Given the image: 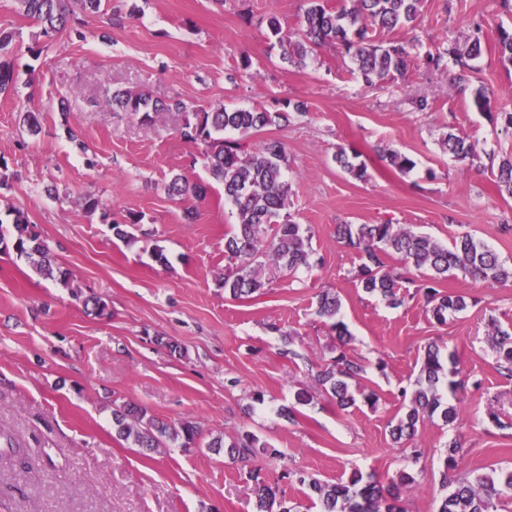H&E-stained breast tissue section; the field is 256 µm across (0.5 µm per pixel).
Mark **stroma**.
<instances>
[{
  "label": "stroma",
  "mask_w": 512,
  "mask_h": 512,
  "mask_svg": "<svg viewBox=\"0 0 512 512\" xmlns=\"http://www.w3.org/2000/svg\"><path fill=\"white\" fill-rule=\"evenodd\" d=\"M109 4L121 22L110 23L108 11L82 15L35 58L34 23L15 0H0V30L14 34L18 70L14 95L0 97V222L23 210L73 282L64 288L26 258L0 253V512H256L246 469L224 455L150 452L118 439L112 410L127 402L168 423L193 419L207 438L248 430L269 441L285 464H252L290 500L303 495L282 480L287 467L327 481L355 468L387 481L406 469L420 484L408 512H434L444 444L456 432L426 424L415 462L388 429L431 340L455 351L471 382L455 399L468 450L460 473L512 467V427H498L512 424V380L498 374L487 342L489 318L512 324V286L448 279L446 289L478 303L438 325L421 301L393 308L357 288L359 257L336 239L345 223L389 221L445 244L469 232L512 265V236L497 230L512 224V197L494 184L500 158L512 154V129L500 121L512 112V69L486 43L473 62L472 85L490 100L480 112L423 62L448 42L465 47L470 20L511 30L512 12L501 0H422L417 26L391 34L409 46V69L369 88L351 76L355 63L338 46L310 53L301 67L281 61L264 19L277 15L295 36L304 0ZM245 54L251 65L240 74ZM117 88L206 109L305 102V114L267 133L287 146L289 211L310 227L322 265L281 275L263 295L225 298L219 279L233 219L222 186L198 203L192 224L182 219L183 201L165 191L177 175L207 179L202 147L181 137L176 115L146 125L113 113L107 95ZM423 97L428 106L417 109ZM27 110L39 118L38 134L22 125ZM449 131L475 145L474 160L461 164L443 150ZM382 144L412 155L416 168H388L375 153ZM341 147L366 163L367 180L337 168ZM88 193L100 199L98 211L81 205ZM130 211L142 215L144 230L131 246L112 230ZM158 248L168 266L156 262ZM325 288L343 301L346 351L366 365L376 407L343 411L320 394L294 403L333 355L335 336L315 314ZM272 321L280 333L269 330ZM286 331L292 358L283 354ZM257 392L263 403L254 402Z\"/></svg>",
  "instance_id": "35a3bbf8"
}]
</instances>
